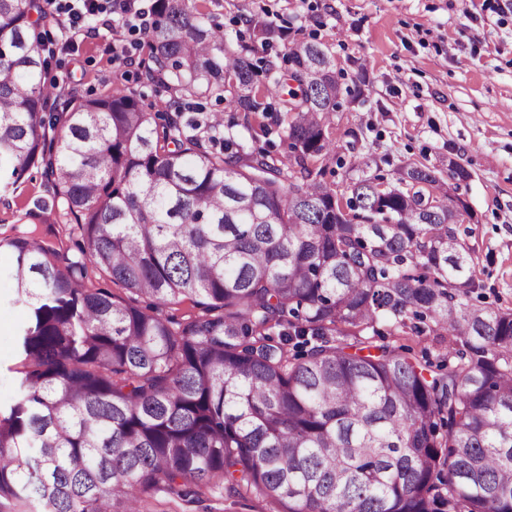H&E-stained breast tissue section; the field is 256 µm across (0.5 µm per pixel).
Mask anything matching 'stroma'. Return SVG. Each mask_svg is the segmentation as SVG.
Returning <instances> with one entry per match:
<instances>
[{
    "label": "stroma",
    "instance_id": "35a3bbf8",
    "mask_svg": "<svg viewBox=\"0 0 512 512\" xmlns=\"http://www.w3.org/2000/svg\"><path fill=\"white\" fill-rule=\"evenodd\" d=\"M226 29L257 15L280 30L263 56L283 64L293 42L313 40L333 55L340 82L358 85L363 99L331 116L336 156L325 180L348 186L363 162L394 182L401 168L425 164L447 178L449 162L470 173L459 197L467 206L456 230L476 247L486 302L512 307V0H197ZM96 35L72 38L53 17L41 30L56 46L51 73L62 91L84 96L135 85L147 37L125 15L94 19ZM42 168L0 189V231L18 224L54 228L61 248L76 255L70 216L51 206ZM50 207L36 212V201ZM0 272V403L15 395L19 375L16 329L23 321ZM140 512H280L278 505L240 492L208 494L195 503L165 495Z\"/></svg>",
    "mask_w": 512,
    "mask_h": 512
}]
</instances>
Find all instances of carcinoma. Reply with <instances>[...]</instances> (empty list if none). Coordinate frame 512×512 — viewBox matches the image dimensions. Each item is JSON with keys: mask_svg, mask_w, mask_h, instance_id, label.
I'll return each instance as SVG.
<instances>
[{"mask_svg": "<svg viewBox=\"0 0 512 512\" xmlns=\"http://www.w3.org/2000/svg\"><path fill=\"white\" fill-rule=\"evenodd\" d=\"M152 12L154 100L61 101L38 0H0V180L43 168L81 238L73 259L36 226L0 238L27 311L0 512H136L226 484L282 512H512V309L472 303L443 181L413 165L386 190L366 161L338 191L322 44L289 48L283 72L193 0ZM208 96L232 110L188 133L186 101ZM279 105L287 161L238 130ZM381 324L446 335L448 354L378 345Z\"/></svg>", "mask_w": 512, "mask_h": 512, "instance_id": "cac0c4a2", "label": "carcinoma"}]
</instances>
